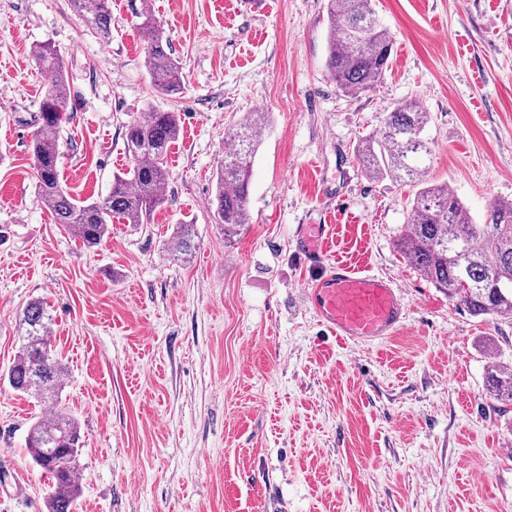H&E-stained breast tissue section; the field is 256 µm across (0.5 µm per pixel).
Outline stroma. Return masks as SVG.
Instances as JSON below:
<instances>
[{
	"instance_id": "1",
	"label": "stroma",
	"mask_w": 512,
	"mask_h": 512,
	"mask_svg": "<svg viewBox=\"0 0 512 512\" xmlns=\"http://www.w3.org/2000/svg\"><path fill=\"white\" fill-rule=\"evenodd\" d=\"M152 8L182 67L176 99L154 93L125 0H112L106 38L69 0H0V512H46L25 449L46 407L3 378L17 314L36 299L83 441L75 512H512V411L485 398L490 354L512 366V317L470 315L405 261L395 241L415 189L370 178L355 156L381 112L415 99L430 115V180L477 220L511 201L512 0H375L393 50L357 97L325 70L326 0ZM42 42L59 49L71 92L59 145L74 196H106L130 165L137 113L181 116L166 203L91 248L34 195ZM257 112L268 127L250 222L228 242L216 171L229 129ZM302 224L334 225L325 264L343 257L400 285L395 336L350 342L318 322Z\"/></svg>"
}]
</instances>
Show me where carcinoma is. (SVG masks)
<instances>
[{"mask_svg": "<svg viewBox=\"0 0 512 512\" xmlns=\"http://www.w3.org/2000/svg\"><path fill=\"white\" fill-rule=\"evenodd\" d=\"M81 19L106 37L112 27L111 0H71ZM127 11L147 34L144 63L155 91L167 97L182 92V67L170 53L157 25L150 0H127ZM326 68L336 88L357 96L377 87L388 67L393 36L381 22L373 0H328ZM32 56L48 76L41 102L32 153L36 169V199L82 242L99 245L112 221L150 223L165 203L166 157L180 132L177 112H142L127 126L128 171L113 176L109 194L100 201H79L63 187L59 173V133L72 111L63 60L50 43L33 47ZM428 112L415 101L385 110L376 134L356 149L364 171L374 179L386 177L409 183L416 192L410 218L397 240L404 259L435 287L474 315L512 316V202L493 201L482 223H475L448 187L429 180L432 156L423 137ZM266 125L256 115L237 125L233 147L224 152L217 173L216 214L224 225V240L236 237L249 223V182ZM52 318L42 302L23 308L19 319L22 343L7 372L10 387L40 403L54 400L64 367L50 355ZM486 390L496 407L512 406V369L493 360L486 368ZM26 448L51 480L47 512H73L80 490L78 456L80 428L74 417L55 409L53 417L34 421Z\"/></svg>", "mask_w": 512, "mask_h": 512, "instance_id": "1", "label": "carcinoma"}]
</instances>
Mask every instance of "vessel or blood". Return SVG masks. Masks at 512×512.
Instances as JSON below:
<instances>
[{"instance_id":"b4317fda","label":"vessel or blood","mask_w":512,"mask_h":512,"mask_svg":"<svg viewBox=\"0 0 512 512\" xmlns=\"http://www.w3.org/2000/svg\"><path fill=\"white\" fill-rule=\"evenodd\" d=\"M329 232L326 224L301 225L297 252L306 265L323 267ZM323 269L309 284L306 301L337 337L379 341L403 328L406 308L391 278L358 270L341 259Z\"/></svg>"}]
</instances>
